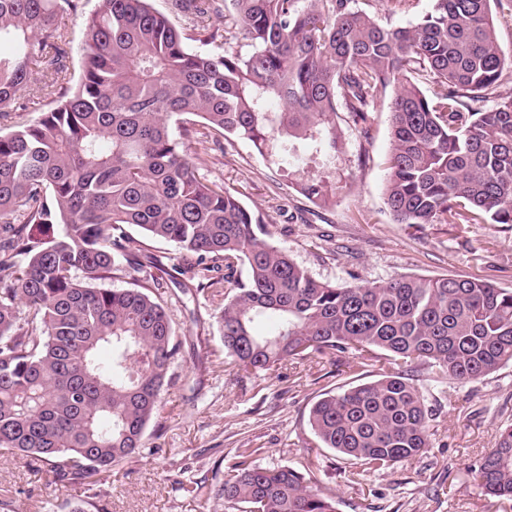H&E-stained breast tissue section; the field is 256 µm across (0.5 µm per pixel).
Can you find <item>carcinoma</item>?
I'll return each mask as SVG.
<instances>
[{
  "label": "carcinoma",
  "instance_id": "obj_1",
  "mask_svg": "<svg viewBox=\"0 0 512 512\" xmlns=\"http://www.w3.org/2000/svg\"><path fill=\"white\" fill-rule=\"evenodd\" d=\"M231 2L224 15L219 0H172L193 21L186 35L149 0H102L73 85L56 24L72 0H0V117L22 109L33 66L49 99L0 133V448L47 464L57 483L104 484L143 453L179 358L150 291L162 258L129 226L174 244V272L198 290L224 283L227 370L314 354L351 371L381 363L379 379L326 392L309 410L322 447L360 465L353 479L430 446L436 412L407 367L426 369L450 400L454 386L512 362V289L448 276L321 282L200 176L207 152L186 145L200 118L250 141L329 207L344 149L337 114L365 122L396 84L384 194L395 222L512 226V99L472 106L506 61L490 0H433L404 27L351 0ZM214 13L224 28L209 23ZM428 78L430 96L419 87ZM129 270L143 284H96ZM307 475L240 448L218 496L238 512H336L331 488ZM470 475L489 498L512 500V424Z\"/></svg>",
  "mask_w": 512,
  "mask_h": 512
}]
</instances>
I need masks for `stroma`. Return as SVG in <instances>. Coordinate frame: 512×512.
Returning a JSON list of instances; mask_svg holds the SVG:
<instances>
[{
	"label": "stroma",
	"mask_w": 512,
	"mask_h": 512,
	"mask_svg": "<svg viewBox=\"0 0 512 512\" xmlns=\"http://www.w3.org/2000/svg\"><path fill=\"white\" fill-rule=\"evenodd\" d=\"M100 5L101 0H75L59 17L71 80H78L82 69L84 21ZM352 5L400 27L429 12L432 0H407L399 10L391 0H352ZM490 7L509 60L481 101L484 110L512 98V0H492ZM394 93L390 87L380 96L366 132L339 113L345 150L331 207H317L298 193L278 165L242 138L208 143L203 174L259 215L269 242L287 250L317 280L340 285L448 275L512 288V227L394 222L383 200ZM150 250L164 258L166 271L154 293L167 307L181 354L162 394V429L148 430L143 454L114 469L98 487L100 512H212L224 468L240 448L253 449L254 460L264 466L309 467L335 490L337 512H512V501L488 499L469 474L495 447L500 426L512 422L511 363L457 385L454 403L438 402L431 445L420 457L352 482V462L321 447L308 423L309 409L327 391L374 381L378 365L348 373L338 357L315 355L259 374L225 372L215 318L223 285L203 294L183 287L173 272L180 252L160 241ZM187 475L200 481L201 489L176 490V481ZM87 494L84 485L54 483L47 466L0 450V512H70Z\"/></svg>",
	"instance_id": "obj_1"
}]
</instances>
